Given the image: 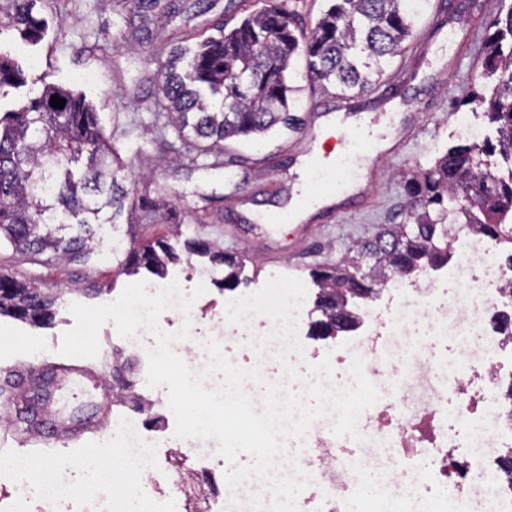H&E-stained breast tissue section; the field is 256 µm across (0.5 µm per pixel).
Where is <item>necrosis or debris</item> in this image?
<instances>
[{"mask_svg": "<svg viewBox=\"0 0 512 512\" xmlns=\"http://www.w3.org/2000/svg\"><path fill=\"white\" fill-rule=\"evenodd\" d=\"M450 261L441 272L391 280L384 302L357 308V324L334 347L310 343L304 327L308 306L298 313L302 356L296 367L329 359L332 385L351 384L354 356L380 392L358 423V437L335 436L331 421L317 420L297 457L311 482L297 498L298 512H352L354 494L369 496L366 473L386 478V496L401 503L420 502L438 490L436 512H512V485L495 473L502 449L512 447V402L501 391L512 381V336L489 327L498 305L512 306V254L486 237L455 232ZM209 330L222 333L224 352L243 369L260 367L274 380L283 369L273 348L248 344L272 328L264 316L247 326L211 319ZM244 352H237L238 341ZM459 361H449L447 348ZM183 458L193 470H175L170 460L128 483L141 496L145 512H168L172 497L196 502L195 512H224L212 493L218 475L229 468L214 449L190 444Z\"/></svg>", "mask_w": 512, "mask_h": 512, "instance_id": "obj_1", "label": "necrosis or debris"}]
</instances>
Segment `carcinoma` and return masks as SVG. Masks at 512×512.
Here are the masks:
<instances>
[{"mask_svg": "<svg viewBox=\"0 0 512 512\" xmlns=\"http://www.w3.org/2000/svg\"><path fill=\"white\" fill-rule=\"evenodd\" d=\"M131 17L143 19L142 9H163V0H123ZM325 10L308 33H295L296 14L288 0H263V6L230 30L217 27L219 37L202 39L196 49H173L162 72L164 101L155 120L166 119L178 137L201 153L221 148L228 138L262 135L276 126L297 129L292 86L293 61L305 58L304 79L336 95H361L381 87L385 69L402 55L413 37V16L406 0H326ZM10 26L26 43L39 42L43 19L33 14L35 0H14ZM20 71L0 56V96L16 87ZM65 100L62 108L51 97ZM221 98L220 107L209 98ZM469 104H477L495 136L478 143L451 145L426 168L404 181V220L389 224L353 255L336 265L312 272L319 288L317 308L322 319L315 332L342 331L355 321L349 296L339 293L354 270L363 273L361 288L381 284L392 268L409 276L427 266L448 262L452 224H466L477 233L499 238L512 223V4L487 22L481 71L473 83ZM80 163L75 177L71 165ZM497 178L486 180L484 168ZM123 164L99 124L97 112L82 93L46 86L18 109L0 117V243L13 252L81 260L94 236L93 222H78L76 234H59L61 224L45 218L49 211L99 219L101 207L90 197L105 198L112 216L124 209L157 212L144 196L128 188L120 174ZM50 181L45 192L42 184ZM190 251L224 263V286L239 285L240 265L221 251L211 252L201 241ZM175 255L161 240L125 250L122 270L140 268L160 275L164 259ZM56 297L38 287L36 279L0 274V314L32 325L55 317Z\"/></svg>", "mask_w": 512, "mask_h": 512, "instance_id": "cac0c4a2", "label": "carcinoma"}]
</instances>
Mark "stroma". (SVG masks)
I'll use <instances>...</instances> for the list:
<instances>
[{
    "mask_svg": "<svg viewBox=\"0 0 512 512\" xmlns=\"http://www.w3.org/2000/svg\"><path fill=\"white\" fill-rule=\"evenodd\" d=\"M165 4L168 36L164 39L152 33H129L127 12L119 0H36L34 11L44 19L46 31L34 45L21 41L14 30H0V53L18 64L25 78L24 86L0 98V113L15 109L46 85L85 91L125 165L127 186L146 191L148 200L162 205L154 220L143 223L104 209L94 250L85 261L37 266L42 287L57 298L50 325L38 327L0 315V336L17 341L10 352L0 354V381L11 378L16 392L32 401L34 408H46L51 416L69 422L67 432L47 429L35 436L11 410L0 406V453L64 469L68 485L57 495L72 500L75 512H112L115 483L95 478L72 462L110 447L112 438L122 433L120 422L128 409L125 403H111L99 394H79L71 382L54 405L47 407L38 400L41 368L63 360L62 336L74 325L70 305L113 302L128 284L138 281H176L191 288L200 267L215 272L209 293L223 300L228 294L223 263L186 250L187 242L198 238L215 249L248 255L242 289L263 287L271 272L280 271L300 279L308 294H316L311 271L342 260L383 225L401 222L406 174L427 165L453 143L456 105L478 70L485 24L500 7L499 0H422L414 33L422 35L431 25L437 32L425 54L410 50L393 62L405 78L400 102L405 107L406 131L400 148L376 163L373 206L333 215L321 210L306 226L282 223L275 232L260 234L259 220L290 200L298 158L316 145L330 152L339 144V137L325 136L322 127L309 125L313 115L330 112L332 97L311 92L302 79L305 60L298 56L295 84L303 120L298 130L234 138L225 141L223 153L197 158L164 150L163 140H175L176 135L160 133L152 114L158 108L161 73L172 51L170 36L193 47L214 26L233 27L259 7L257 0H165ZM134 239L165 241L180 259L168 264L161 277L145 270L120 272L112 243L119 240L127 245Z\"/></svg>",
    "mask_w": 512,
    "mask_h": 512,
    "instance_id": "obj_1",
    "label": "stroma"
}]
</instances>
